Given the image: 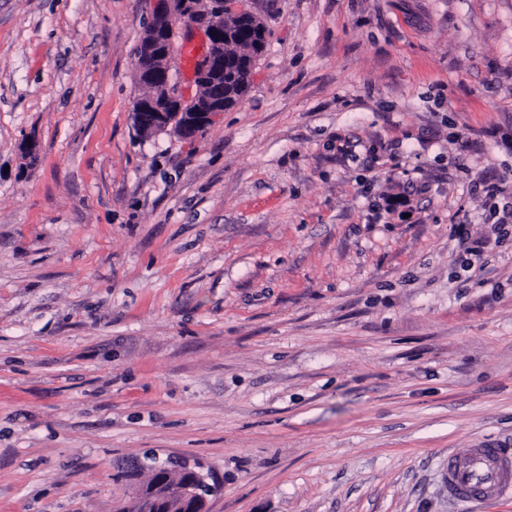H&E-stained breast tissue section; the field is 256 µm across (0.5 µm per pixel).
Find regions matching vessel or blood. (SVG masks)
Listing matches in <instances>:
<instances>
[{
  "instance_id": "1",
  "label": "vessel or blood",
  "mask_w": 512,
  "mask_h": 512,
  "mask_svg": "<svg viewBox=\"0 0 512 512\" xmlns=\"http://www.w3.org/2000/svg\"><path fill=\"white\" fill-rule=\"evenodd\" d=\"M442 479L449 498L462 503L512 498V451L490 443L464 456L449 453Z\"/></svg>"
}]
</instances>
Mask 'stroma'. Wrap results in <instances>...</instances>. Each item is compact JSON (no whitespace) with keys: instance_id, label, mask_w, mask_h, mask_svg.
<instances>
[{"instance_id":"35a3bbf8","label":"stroma","mask_w":512,"mask_h":512,"mask_svg":"<svg viewBox=\"0 0 512 512\" xmlns=\"http://www.w3.org/2000/svg\"><path fill=\"white\" fill-rule=\"evenodd\" d=\"M238 5L185 140L134 125L149 0H0V512H115L148 452L208 512H463L449 452L512 448V0ZM182 466L192 474L183 482L184 476L178 469H168L167 478L171 483L182 484L178 491V503L183 507V512H206L207 496L202 495L199 486L208 483V474L204 473L201 465H190L187 462H180ZM189 506L188 510H186Z\"/></svg>"}]
</instances>
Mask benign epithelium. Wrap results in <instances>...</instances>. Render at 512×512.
I'll use <instances>...</instances> for the list:
<instances>
[{
    "label": "benign epithelium",
    "instance_id": "obj_1",
    "mask_svg": "<svg viewBox=\"0 0 512 512\" xmlns=\"http://www.w3.org/2000/svg\"><path fill=\"white\" fill-rule=\"evenodd\" d=\"M147 31L139 48L138 76L164 89L161 98L142 96L134 104L136 126L156 133L170 127L185 137L210 125L223 115L224 95L209 93L224 83V26L212 21V14H223V0H152ZM198 31L205 40L201 54L192 69L197 92L187 94L174 75V63L181 45ZM182 466L191 477L178 491V503L183 512H206L207 496L200 486L208 483V474L201 465L187 462Z\"/></svg>",
    "mask_w": 512,
    "mask_h": 512
}]
</instances>
